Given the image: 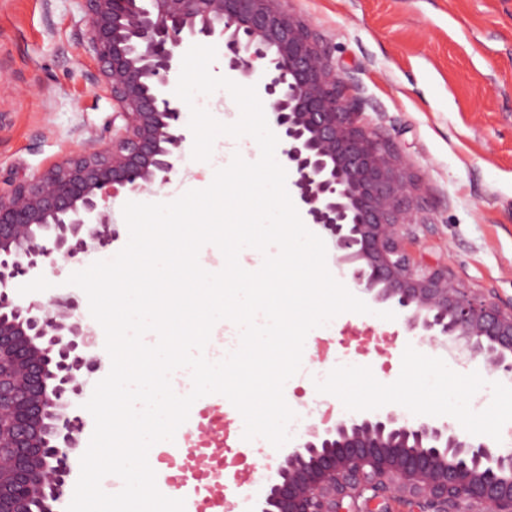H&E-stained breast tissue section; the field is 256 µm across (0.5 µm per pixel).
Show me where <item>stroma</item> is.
I'll list each match as a JSON object with an SVG mask.
<instances>
[{
	"label": "stroma",
	"instance_id": "35a3bbf8",
	"mask_svg": "<svg viewBox=\"0 0 512 512\" xmlns=\"http://www.w3.org/2000/svg\"><path fill=\"white\" fill-rule=\"evenodd\" d=\"M324 41L336 70L358 84L366 117L387 137L414 175L413 228L416 257L444 263L453 280L474 294L512 302V0H288ZM87 15L80 0H0V190L17 173H34L78 151L88 133L112 136V100L88 74L94 63L77 44ZM216 140L210 161L194 160L185 142L172 185H210L215 169L232 154ZM75 265L55 256L33 280L16 285L26 302L70 294L77 315L95 329L85 293L66 284ZM328 349L340 353L325 386L296 374L284 387L292 410L327 400L337 417L393 409L405 418L448 420L447 410L403 401L410 377L443 362L442 349L412 336L403 318L387 321L346 312L328 328L307 336L304 357ZM354 361L356 382L345 377ZM459 379L480 407L456 426L467 436L498 442L512 421V380L477 362L455 361ZM223 408L232 453L241 454L223 483L233 512H257L265 487L276 475L279 449L251 448L238 434L244 422L225 396H204L195 413ZM173 443L155 444L148 461L159 490L196 512L195 481H170L157 462Z\"/></svg>",
	"mask_w": 512,
	"mask_h": 512
}]
</instances>
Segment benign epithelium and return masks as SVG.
I'll list each match as a JSON object with an SVG mask.
<instances>
[{"mask_svg":"<svg viewBox=\"0 0 512 512\" xmlns=\"http://www.w3.org/2000/svg\"><path fill=\"white\" fill-rule=\"evenodd\" d=\"M82 2L78 42L115 105L112 139L92 133L78 152L0 192V512H30L35 501L61 512L84 426L76 410L101 366L78 340L86 332L74 298L24 302L13 288L55 253L80 261L112 246L120 190L170 182L187 139L170 93L185 42L222 44L228 69L267 100L288 177L340 273L402 313L412 335L512 376V304L471 295L446 264L413 261L414 179L364 117L358 84L336 72L284 0ZM276 473L259 512H394V502L404 512H512V452L394 410L310 426Z\"/></svg>","mask_w":512,"mask_h":512,"instance_id":"1","label":"benign epithelium"}]
</instances>
